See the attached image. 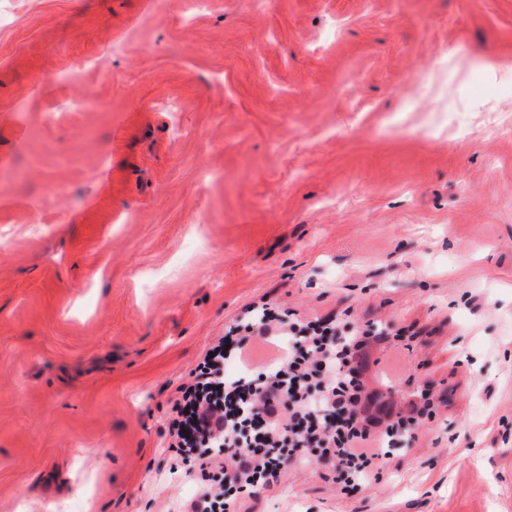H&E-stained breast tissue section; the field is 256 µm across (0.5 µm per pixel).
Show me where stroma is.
<instances>
[{
    "instance_id": "1",
    "label": "stroma",
    "mask_w": 512,
    "mask_h": 512,
    "mask_svg": "<svg viewBox=\"0 0 512 512\" xmlns=\"http://www.w3.org/2000/svg\"><path fill=\"white\" fill-rule=\"evenodd\" d=\"M7 8L0 512H180L176 389L260 300L392 325L367 388L435 411L233 512H512V0Z\"/></svg>"
}]
</instances>
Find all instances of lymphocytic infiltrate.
Returning <instances> with one entry per match:
<instances>
[{
  "label": "lymphocytic infiltrate",
  "instance_id": "obj_1",
  "mask_svg": "<svg viewBox=\"0 0 512 512\" xmlns=\"http://www.w3.org/2000/svg\"><path fill=\"white\" fill-rule=\"evenodd\" d=\"M255 313L210 345L192 380L176 390L170 447L220 474L184 512H229L240 493L269 486L300 457L355 486L404 422L364 394L354 365L364 343L337 345L332 317L290 322L266 304ZM259 342L276 346V356L249 375L226 377V361L249 364Z\"/></svg>",
  "mask_w": 512,
  "mask_h": 512
}]
</instances>
